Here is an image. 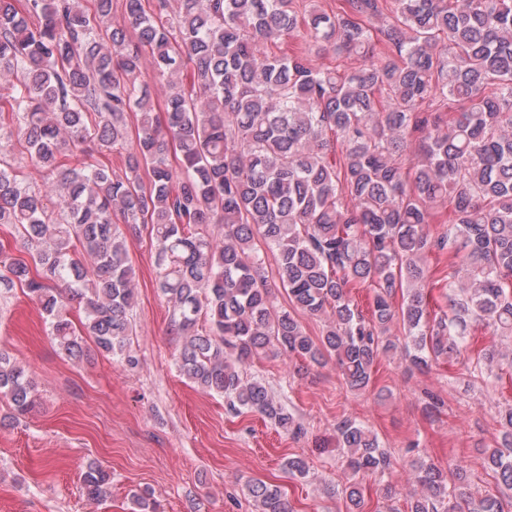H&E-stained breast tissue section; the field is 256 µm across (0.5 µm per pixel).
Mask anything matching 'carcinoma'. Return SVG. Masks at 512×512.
Returning a JSON list of instances; mask_svg holds the SVG:
<instances>
[{"mask_svg": "<svg viewBox=\"0 0 512 512\" xmlns=\"http://www.w3.org/2000/svg\"><path fill=\"white\" fill-rule=\"evenodd\" d=\"M374 30L388 53H374ZM298 37L369 64L341 72L266 51ZM147 56L167 86L161 112ZM450 102L458 116L446 126L422 116ZM412 137L420 153L407 164ZM18 143L42 186L11 163ZM114 149L126 152L121 175L98 158ZM68 153L79 163H65ZM446 204L452 224L433 240L426 224ZM0 224L31 258L0 259V290H27L67 358L84 357L88 336L130 368L135 284L120 225L148 226L181 374L229 411L294 436L302 423L262 379L244 376L270 349L318 366L333 358L358 391L379 356L399 351L422 371L459 353L478 321L509 341L476 359V377L491 378L494 361L512 366V0H345L332 14L306 0H124L121 24L112 0H0ZM445 249L454 271L439 315L424 283L428 253ZM269 252L287 309L270 298ZM352 283L373 290L367 317ZM72 302L83 306L80 333ZM298 313L324 320L319 339ZM0 396L15 419L38 398L2 352ZM499 419L502 447L487 456L499 493L476 500L415 459L421 493L408 512H512V407ZM336 443L355 476L392 467L360 422L337 421ZM283 468L309 473L300 456ZM81 490L106 500L112 472L89 462ZM246 490L256 512H293L276 484L253 479ZM342 493L349 512H363L361 483ZM131 504L159 512L148 490Z\"/></svg>", "mask_w": 512, "mask_h": 512, "instance_id": "1", "label": "carcinoma"}]
</instances>
